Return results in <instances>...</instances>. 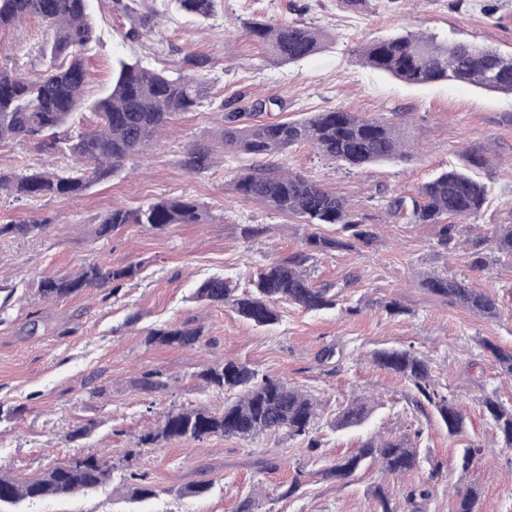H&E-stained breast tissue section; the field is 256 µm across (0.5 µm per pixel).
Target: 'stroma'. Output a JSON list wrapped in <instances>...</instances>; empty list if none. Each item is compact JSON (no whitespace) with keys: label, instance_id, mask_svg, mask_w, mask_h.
Masks as SVG:
<instances>
[{"label":"stroma","instance_id":"35a3bbf8","mask_svg":"<svg viewBox=\"0 0 512 512\" xmlns=\"http://www.w3.org/2000/svg\"><path fill=\"white\" fill-rule=\"evenodd\" d=\"M91 6L96 38L88 52V100L107 91L120 58L171 69L186 55L208 56L210 91L201 107L176 119L173 133L144 152L133 172L96 183L76 198L18 202L0 194V224L50 222L37 236L0 237V287L15 291L0 308V470L29 478L52 461L108 451L115 463L126 461L146 473L155 491L135 502L114 483L27 502L22 512H240L248 499L253 512H378L375 484L403 492L424 478V470L386 478L373 468L343 485L317 476L315 461L350 454L372 437L415 436L419 427L406 400L407 382L372 361L374 350L407 345L430 359L436 382L454 392L468 416L459 436L435 426L419 429L420 448L441 464L438 493L426 512H455L453 487L470 483L481 489L479 512H512V449L502 447L478 404L491 388L512 403V376L482 347L488 340L512 350V261L491 259L471 269L469 244L441 253L436 226L386 213L390 197L414 194L436 172L460 164L464 149L481 144L489 165L474 176L487 183L489 194L473 231L486 235L512 224V95L456 82L408 85L363 66L358 55L365 42L406 31L511 53L512 0H364L355 10L346 0H218L215 14L200 22L180 13L173 0L156 16L149 13L150 0H136L131 10L120 0H91ZM255 17L308 25L328 39L310 58L276 65L245 34V22ZM42 38L43 26L34 19L0 30V68L40 69ZM269 98L283 101L288 118L342 108L408 127L415 139L408 159L360 170L307 145L281 156L290 171L309 176L367 216L378 238L371 246L319 253L309 261L314 282L340 287L336 308L310 313L286 306L280 322L265 329L245 322L230 306L195 301L192 293L214 275L247 287L265 259L284 260L304 248L309 228L299 218L269 211L233 190L235 176L252 159L225 153V106L244 108ZM196 142L207 143L214 156L212 167L199 174L179 165L185 148ZM71 164L70 157L31 143H0L1 171L63 170ZM181 196L197 201L204 223L175 224L163 232L128 224L107 242L94 235L100 215L113 205L136 208ZM249 225L266 232L245 238ZM97 258L115 267L137 264L141 272L113 296L93 290L63 302L37 297L42 275L72 272ZM431 271L468 275L475 287L496 296L498 316L475 314L418 286V278ZM393 298L405 313L385 311ZM172 322L201 328L200 345L146 344L147 330ZM327 346L335 347L334 357L319 361ZM227 359L317 396V452L281 435L251 443L213 436L138 447L165 409L194 404L222 410L225 394L198 385L195 375ZM147 370L161 371L168 389L143 392L138 380ZM95 385L104 387L103 396L87 400L86 390ZM358 396L368 398L370 419L333 430L337 408ZM16 406L24 407V415L6 418L5 410ZM86 424L92 427L88 436L69 439L72 429ZM472 442L481 452L465 471L460 456ZM260 458L274 460L275 469L258 470ZM296 480L299 491L288 494ZM196 482L211 484L210 493L183 495V487Z\"/></svg>","mask_w":512,"mask_h":512}]
</instances>
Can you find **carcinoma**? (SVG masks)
Segmentation results:
<instances>
[{
    "instance_id": "cac0c4a2",
    "label": "carcinoma",
    "mask_w": 512,
    "mask_h": 512,
    "mask_svg": "<svg viewBox=\"0 0 512 512\" xmlns=\"http://www.w3.org/2000/svg\"><path fill=\"white\" fill-rule=\"evenodd\" d=\"M174 2L179 10L200 19L214 13L215 0ZM27 18L38 19L46 29L47 38L40 48L44 63L34 74L0 69V142L27 141L50 154L68 155L75 165L61 173L0 171V193L16 199L78 197L91 185L123 172L172 126L177 116L194 111L208 96L210 59L204 55L185 57L176 76L119 59L111 90L89 105L93 111L90 129L74 134L73 124L84 104L87 86L86 51L95 40L90 0H0V29ZM245 32L267 57L281 63L305 60L322 49V34L295 22L255 18L246 22ZM362 57L372 68L410 84L454 80L512 94V54L474 42L407 32L367 42ZM270 104L277 101L256 102L241 112L224 113V152L260 160L236 175L234 191L269 210L296 216L310 227L332 224L336 236L313 232L306 237L303 251L287 260L265 261L251 281V290L242 295L237 294L232 279L221 275L207 278L195 289L196 300L228 304L257 327L278 323L281 304L306 311L334 307L338 292L331 285L312 282L306 264L316 253L351 251L369 246L377 238L375 225L367 223V217L351 209L343 197L271 159L306 144L327 159L361 169L405 157V145L412 138L404 127L345 110L318 112L300 120L266 117ZM462 158V167L438 173L422 184L416 195L397 196L387 203L389 215L398 220L441 226L437 246L446 253L458 245L456 224L476 220L488 196V186L472 176L473 171L488 164L485 147H469ZM179 164L189 173L206 170L212 164L211 150L204 143H194L184 151ZM203 216L200 205L186 197L161 198L136 209L114 207L100 216L96 237L109 241L112 233L126 224H143L155 231L174 224H200ZM43 229L40 223L1 224L0 236H28ZM489 242V251L512 259V224L499 225ZM138 272L135 264L115 268L105 262H89L77 271L40 277L36 293L44 301L59 302L93 289L110 287L116 291L121 282ZM420 285L479 315L495 317L499 313L496 297L474 287L466 277L433 272L424 275ZM202 337L201 328L181 322L150 330L145 342L193 348ZM483 347L495 356L505 373L512 375V352L488 340ZM373 362L408 382V403L426 423L437 420L450 436L464 431L463 409L448 389L437 385L427 358L411 347H401L375 352ZM195 377L208 388L235 393V398L225 402L218 412L192 405L172 408L162 413L156 428L140 437L139 445L201 441L213 436L253 441L263 435L284 434L306 441L311 452L320 447L313 435L320 403L310 392L280 378L261 375L236 360L208 365ZM139 386L153 393L166 390L169 381L162 372L148 370L142 373ZM480 404L499 434L502 447L512 448V404L501 401L494 390L483 392ZM372 411L365 399L354 398L338 411L332 427L361 426ZM424 462L429 465L427 478L405 493L399 495L382 485L374 490L379 512H404L406 508L417 512L437 494L440 465L421 457V449L407 438H372L350 456L323 461L317 475L341 482L364 467H376L383 474L406 475ZM116 470L107 458L74 455L24 480L1 471L0 509L48 496L67 498L96 490L112 483ZM145 478L131 471L121 475L120 482L133 495L146 498L155 492ZM480 496L476 485L457 490L456 512H478Z\"/></svg>"
}]
</instances>
